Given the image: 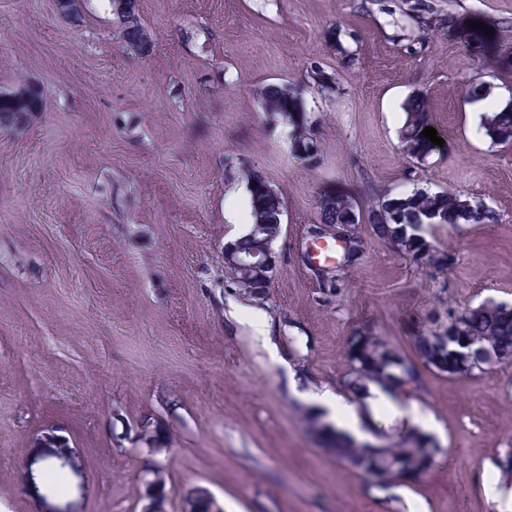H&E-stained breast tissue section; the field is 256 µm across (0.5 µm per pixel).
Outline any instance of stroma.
<instances>
[{
    "instance_id": "35a3bbf8",
    "label": "stroma",
    "mask_w": 512,
    "mask_h": 512,
    "mask_svg": "<svg viewBox=\"0 0 512 512\" xmlns=\"http://www.w3.org/2000/svg\"><path fill=\"white\" fill-rule=\"evenodd\" d=\"M428 2L420 17L408 0H139L154 39L140 58L121 48L108 0H85L78 27L54 0H0V91L35 82L47 103L0 131V512H137L154 460L172 512L199 487L224 512H498L482 478L512 454V364L426 369L421 392L395 393L433 418L441 452L389 498L302 421L307 394L342 392L353 328L410 358L406 321L512 304V143L492 142L474 112L512 101V0ZM315 67L331 89L308 83ZM284 83L300 88L316 167L260 105L261 87ZM417 94L444 144L412 165L399 131ZM244 166L286 206L261 300L224 271L225 243L247 229ZM416 188L494 219L427 227L453 258L438 272L361 227L363 254L332 269L325 295L303 258L320 198L367 209ZM145 419L166 451L138 443ZM51 427L77 469L46 472Z\"/></svg>"
}]
</instances>
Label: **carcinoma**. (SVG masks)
<instances>
[{
	"instance_id": "carcinoma-1",
	"label": "carcinoma",
	"mask_w": 512,
	"mask_h": 512,
	"mask_svg": "<svg viewBox=\"0 0 512 512\" xmlns=\"http://www.w3.org/2000/svg\"><path fill=\"white\" fill-rule=\"evenodd\" d=\"M122 47L140 48L154 45L139 10L127 15L117 25ZM262 108L273 119L291 128V151L300 161L310 163V150L320 151L314 143L302 99L285 85H267L259 93ZM42 109L30 97V85L0 94V123L15 130L28 126ZM431 125L425 100L418 96L407 103V119L401 130V141L407 156L418 161L438 150V146L423 136ZM487 136L494 142L512 143V106H505L485 118ZM250 197L251 224L239 240L238 248L249 251L266 243L272 235V225L279 223L280 193H270L272 185L256 168L244 172ZM394 206L392 218L385 224L370 225L371 232L392 243L397 250L415 264L443 270L451 257L437 250L422 234L424 223L419 218L438 213L442 223L475 224L470 212L471 203L457 194L429 193L416 190L381 202V207ZM360 212L358 205L347 195L324 196L319 202V224L309 228L311 234L321 224H350ZM236 286L243 293L254 296L260 290L259 281L246 271L237 273ZM431 326L420 325L409 337L418 361L427 369L450 377L477 376L493 365L512 364V305L485 302L462 311L450 312L442 318H428ZM346 357L350 365L349 377L344 381L345 391L358 396L374 384L381 389L412 392L420 389L422 378L415 364L393 348L370 328L358 327L346 339ZM309 431L329 454L347 463L351 468L374 477L371 485L376 491L394 496L390 491L398 483L407 485L421 481L433 469L439 448L433 439L419 431L394 440L375 429L371 430L380 443L370 447L354 440L346 441L336 429L315 413L305 415Z\"/></svg>"
}]
</instances>
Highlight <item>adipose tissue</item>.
<instances>
[{
    "instance_id": "obj_1",
    "label": "adipose tissue",
    "mask_w": 512,
    "mask_h": 512,
    "mask_svg": "<svg viewBox=\"0 0 512 512\" xmlns=\"http://www.w3.org/2000/svg\"><path fill=\"white\" fill-rule=\"evenodd\" d=\"M313 400L317 406L328 411L336 429L344 432L356 441H363L365 433L361 429L362 420L385 419L392 423H402L404 427L419 426L422 428L431 425L429 415L422 412L417 406H401L380 388H371L366 399V415H359L358 411L336 393L326 390L315 394Z\"/></svg>"
}]
</instances>
